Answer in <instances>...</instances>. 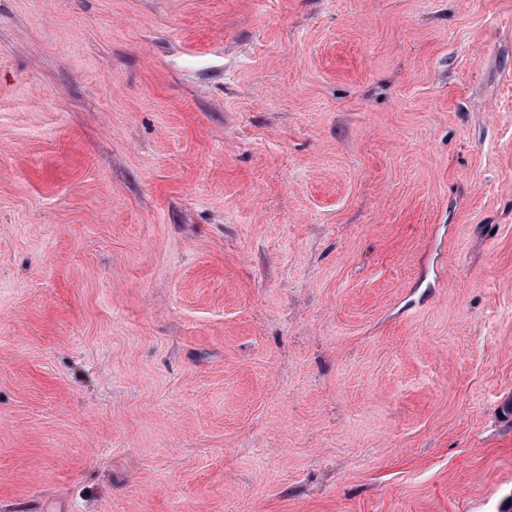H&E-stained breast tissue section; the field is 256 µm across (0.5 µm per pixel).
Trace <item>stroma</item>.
<instances>
[{
    "mask_svg": "<svg viewBox=\"0 0 512 512\" xmlns=\"http://www.w3.org/2000/svg\"><path fill=\"white\" fill-rule=\"evenodd\" d=\"M512 0H0V512H512Z\"/></svg>",
    "mask_w": 512,
    "mask_h": 512,
    "instance_id": "obj_1",
    "label": "stroma"
}]
</instances>
